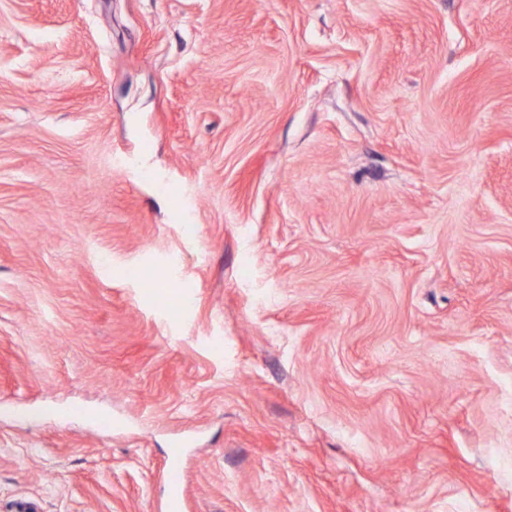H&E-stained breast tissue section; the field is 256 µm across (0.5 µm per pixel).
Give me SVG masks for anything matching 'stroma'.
I'll use <instances>...</instances> for the list:
<instances>
[{
  "instance_id": "obj_1",
  "label": "stroma",
  "mask_w": 512,
  "mask_h": 512,
  "mask_svg": "<svg viewBox=\"0 0 512 512\" xmlns=\"http://www.w3.org/2000/svg\"><path fill=\"white\" fill-rule=\"evenodd\" d=\"M512 512V0H0V512ZM164 478L169 488L167 512H184V489L181 482L182 460L177 452L171 453L164 462Z\"/></svg>"
}]
</instances>
